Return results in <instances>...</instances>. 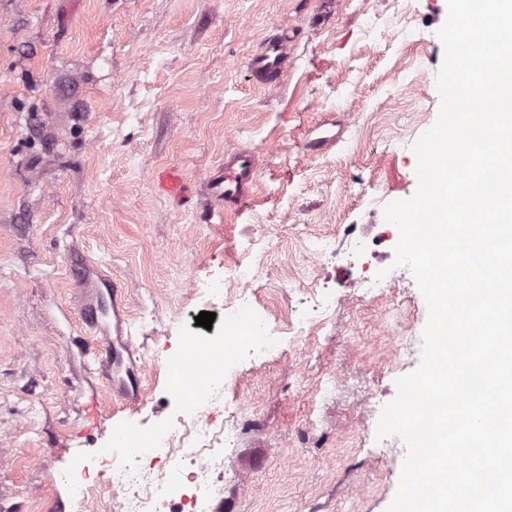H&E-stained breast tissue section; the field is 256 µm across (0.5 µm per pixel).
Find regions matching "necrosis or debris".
<instances>
[{
	"instance_id": "obj_1",
	"label": "necrosis or debris",
	"mask_w": 512,
	"mask_h": 512,
	"mask_svg": "<svg viewBox=\"0 0 512 512\" xmlns=\"http://www.w3.org/2000/svg\"><path fill=\"white\" fill-rule=\"evenodd\" d=\"M340 244L359 254L365 299L385 301L388 311L401 312L408 297L406 268L381 273L376 251L351 225L342 239L317 240L311 257L318 261L335 256ZM252 281L249 270L234 264L225 266L223 280L196 289L199 298L223 300V339H190L189 350L176 355L173 368L191 379L194 390L188 393L180 383H173L176 416L141 432V449L116 448L97 456L94 464H80V475L71 483L77 512H95V493L102 488L111 489L115 512H208L210 502L223 493L225 483L235 476L224 451L237 443L258 402L251 395L231 407L226 393L237 389L245 362L284 354L286 345L307 339L317 328L315 321L302 315L291 317L284 327L271 324L253 308ZM244 309L252 312L246 335L239 316Z\"/></svg>"
}]
</instances>
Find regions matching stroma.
<instances>
[{
    "label": "stroma",
    "instance_id": "1",
    "mask_svg": "<svg viewBox=\"0 0 512 512\" xmlns=\"http://www.w3.org/2000/svg\"><path fill=\"white\" fill-rule=\"evenodd\" d=\"M447 17V0H0V512H74L61 473L115 428L175 413L168 358L224 333L222 304L193 285L243 262L260 272L258 310L313 315L314 240L369 230L416 191L411 145L438 114ZM281 32L286 75L253 84L248 58ZM238 149L256 151L257 182L222 211L207 182ZM166 167L186 177L181 201L153 186ZM269 225V247L250 249ZM82 260L126 290L139 396L113 394L74 342ZM325 274L331 322L243 366L239 390L261 400L209 512H385L395 495L405 450L381 448L369 407L399 376L381 306L357 301L358 264L332 258ZM331 374L334 399L296 395Z\"/></svg>",
    "mask_w": 512,
    "mask_h": 512
}]
</instances>
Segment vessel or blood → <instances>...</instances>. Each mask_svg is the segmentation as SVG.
Masks as SVG:
<instances>
[{
  "instance_id": "vessel-or-blood-1",
  "label": "vessel or blood",
  "mask_w": 512,
  "mask_h": 512,
  "mask_svg": "<svg viewBox=\"0 0 512 512\" xmlns=\"http://www.w3.org/2000/svg\"><path fill=\"white\" fill-rule=\"evenodd\" d=\"M288 70V41L282 36H272L260 44L249 59L248 73L253 80L264 86L278 85ZM256 157L254 152L239 151L226 157L224 170L211 180L213 197L220 208L239 207L251 197L256 175ZM153 182L161 192L173 199L181 198L185 193V181L182 174L173 169H162L153 176ZM82 286L88 298L84 304V322L87 335L77 337L76 342L98 365L102 375L112 386L134 389L138 380L125 361L130 353L131 337L126 330L124 318L115 320V339L100 336L104 324L99 316V289L95 282L86 279Z\"/></svg>"
}]
</instances>
